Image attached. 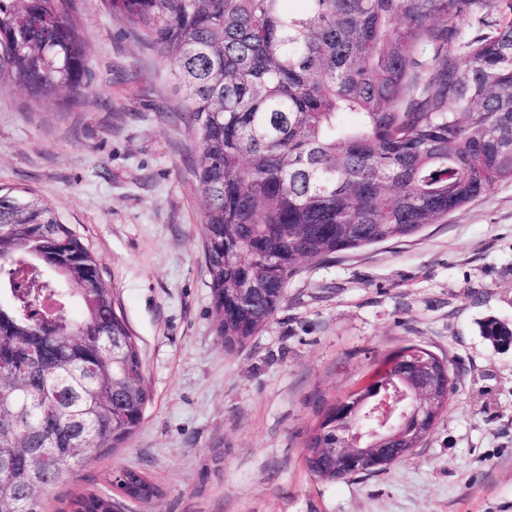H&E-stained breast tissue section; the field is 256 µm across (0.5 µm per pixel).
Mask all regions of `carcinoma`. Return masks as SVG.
<instances>
[{
    "mask_svg": "<svg viewBox=\"0 0 512 512\" xmlns=\"http://www.w3.org/2000/svg\"><path fill=\"white\" fill-rule=\"evenodd\" d=\"M61 0H0V84L79 99L83 41ZM164 58L199 143L203 239L217 335L233 349L275 313L305 261L409 237L512 181V0H104ZM497 11L489 33L463 23ZM354 113V126L342 123ZM121 345L102 350V333ZM509 347L512 328L483 326ZM439 411L457 375L438 370ZM149 400L137 344L98 258L37 194L0 189V446L45 486L66 454H110ZM350 423L323 407L304 447L332 448ZM306 471L336 469L303 454ZM0 479V512H47ZM143 503L160 494L134 470L109 480ZM88 493L73 512H114Z\"/></svg>",
    "mask_w": 512,
    "mask_h": 512,
    "instance_id": "obj_1",
    "label": "carcinoma"
}]
</instances>
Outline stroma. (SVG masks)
<instances>
[{
    "instance_id": "stroma-1",
    "label": "stroma",
    "mask_w": 512,
    "mask_h": 512,
    "mask_svg": "<svg viewBox=\"0 0 512 512\" xmlns=\"http://www.w3.org/2000/svg\"><path fill=\"white\" fill-rule=\"evenodd\" d=\"M62 7L86 44L81 101L0 88V187L37 193L99 257L150 399L124 447L43 491L49 512L124 469L162 493L122 512H512V349L480 328L512 327V181L414 236L303 262L272 319L227 349L176 65L102 0ZM408 344L458 372L426 440L385 472L312 478L302 452L322 407Z\"/></svg>"
}]
</instances>
